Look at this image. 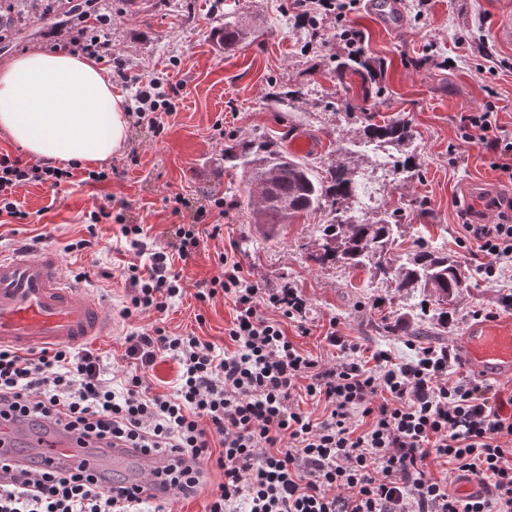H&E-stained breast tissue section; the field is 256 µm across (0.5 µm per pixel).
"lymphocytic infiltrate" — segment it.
I'll return each instance as SVG.
<instances>
[{"mask_svg":"<svg viewBox=\"0 0 512 512\" xmlns=\"http://www.w3.org/2000/svg\"><path fill=\"white\" fill-rule=\"evenodd\" d=\"M16 10L0 0V44H12L34 18L49 20V47L113 64V79H130L112 56V0H24ZM137 122L155 138L166 128L160 113L174 110L178 86L138 79ZM463 142L478 141L504 156L512 175V142L496 135L491 115L466 117ZM79 165L53 159L33 163L0 152V216L26 219L18 190L29 184L57 188ZM223 199L198 206L194 222L179 226L174 254L157 251L148 268L129 265L124 317L163 313L184 294L172 256L188 259L200 245L199 224L223 213ZM209 223V222H208ZM487 258L480 271L500 276L512 256V224L466 227ZM221 272L198 289L207 301L224 295L236 318L227 330L233 351H215L199 337L153 331L127 336L132 370L115 380L110 364L88 348L43 347L20 353L0 347V418L49 422L104 448H135L152 459V474L168 488L163 502L204 495V512H512V413L476 379H451L449 348H428L394 362L385 351L364 356L360 345L332 335L343 359L319 363L284 334L271 308L301 318L306 304L294 289L265 288L241 263L219 254ZM179 366L174 393L154 392L148 371L158 356ZM324 403L322 421L295 404L296 389ZM450 464L458 478L479 479L485 493L458 497L447 478L427 470L428 458ZM217 467L222 480L205 489L201 478ZM139 488L109 484L80 467L53 470L0 458V512H141Z\"/></svg>","mask_w":512,"mask_h":512,"instance_id":"f902f5d3","label":"lymphocytic infiltrate"}]
</instances>
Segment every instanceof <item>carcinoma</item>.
Instances as JSON below:
<instances>
[{
	"mask_svg": "<svg viewBox=\"0 0 512 512\" xmlns=\"http://www.w3.org/2000/svg\"><path fill=\"white\" fill-rule=\"evenodd\" d=\"M245 38L243 29L230 23L224 25L221 42L225 46H234ZM413 139L410 120L402 114L383 124L368 115L359 131L361 142L404 148L400 159L386 170L391 182L400 185L418 173L417 155L411 148ZM335 153L336 160L322 176L285 155L270 141L250 144L227 158L248 174L246 192L248 205L253 207V223L288 224L323 208L330 209L333 217L309 253L315 263L352 268L373 264L398 290L423 289L442 322L448 323V306L467 287L462 265L424 240L418 241V250L401 260H386L387 253L402 237L400 215L392 212L374 222L354 215L357 175L348 162L353 150L351 145L338 141Z\"/></svg>",
	"mask_w": 512,
	"mask_h": 512,
	"instance_id": "obj_1",
	"label": "carcinoma"
}]
</instances>
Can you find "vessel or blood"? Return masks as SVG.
Wrapping results in <instances>:
<instances>
[{
    "instance_id": "obj_1",
    "label": "vessel or blood",
    "mask_w": 512,
    "mask_h": 512,
    "mask_svg": "<svg viewBox=\"0 0 512 512\" xmlns=\"http://www.w3.org/2000/svg\"><path fill=\"white\" fill-rule=\"evenodd\" d=\"M111 309L68 277L56 252L0 254V345L26 349L35 345L77 344L107 335ZM462 368L484 380L512 377V320L481 322L468 329L457 348ZM26 446L47 467L74 462L86 469H122L134 465L144 480L148 464L132 448L78 445L54 429L23 420H0V456L18 459Z\"/></svg>"
}]
</instances>
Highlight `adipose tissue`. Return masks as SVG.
<instances>
[{"label": "adipose tissue", "instance_id": "obj_1", "mask_svg": "<svg viewBox=\"0 0 512 512\" xmlns=\"http://www.w3.org/2000/svg\"><path fill=\"white\" fill-rule=\"evenodd\" d=\"M0 133L29 154L96 165L127 134V106L95 60L34 48L0 67Z\"/></svg>", "mask_w": 512, "mask_h": 512}]
</instances>
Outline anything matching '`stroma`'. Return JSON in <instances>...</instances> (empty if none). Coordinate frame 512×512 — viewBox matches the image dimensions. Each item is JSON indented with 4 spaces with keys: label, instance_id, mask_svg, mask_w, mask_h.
<instances>
[{
    "label": "stroma",
    "instance_id": "obj_1",
    "mask_svg": "<svg viewBox=\"0 0 512 512\" xmlns=\"http://www.w3.org/2000/svg\"><path fill=\"white\" fill-rule=\"evenodd\" d=\"M397 18L386 21L372 0H359L345 18L314 13L299 16L294 0H112V47L129 75L156 76L181 85L175 110L166 119L163 139L135 123L127 127L126 148L103 162L108 181L90 185L81 177L53 189L29 185L16 198L27 220L0 225V251L51 249L61 254L64 271L111 309H121L128 293L122 278L129 264L146 266L152 252L167 249L178 225L192 221L194 206L224 200L223 235L210 238L200 225V246L186 260L174 259L185 288L165 314L146 312L117 319L112 333L87 340L108 362L124 365L125 336L155 326L177 335L193 334L224 350L236 316L232 300L195 297L217 275L216 257L235 256L244 269L277 291L296 289L306 304L301 321L263 315L280 322L287 336L319 362L336 363L339 351L327 335L337 334L396 360L414 359L423 349L455 347L473 324L512 318V258L505 275L492 282L478 270L485 256L465 232V222L496 224L494 202L512 197V177L500 171L498 155L485 144L460 138L466 115L492 112L499 130L512 136V43L501 42L498 27L512 18V0H397ZM242 23L247 39L231 47L215 33L227 23ZM359 31L367 44L366 63L342 70L347 51L335 33ZM293 91L289 106L276 95ZM406 114L417 133L418 176L398 187L374 181L378 207H362L361 218L377 220L382 210L400 208L404 234L397 254L430 238L469 273L453 322L426 324L412 336L394 331L399 314L417 305V291H397L366 269L319 267L309 257L322 226L331 218L320 210L288 225L276 238L253 228L246 205L247 173L225 161L228 151L251 142L271 141L290 151L299 137L315 148L302 161L325 169L340 136L354 137L366 115L376 120ZM223 132H216L215 123ZM137 148L131 165L129 148ZM186 197L189 208L172 215L167 203ZM102 206L123 213L127 223L143 225L147 253L130 250L119 224H100L108 249L75 256L63 247L84 236L85 220Z\"/></svg>",
    "mask_w": 512,
    "mask_h": 512
}]
</instances>
